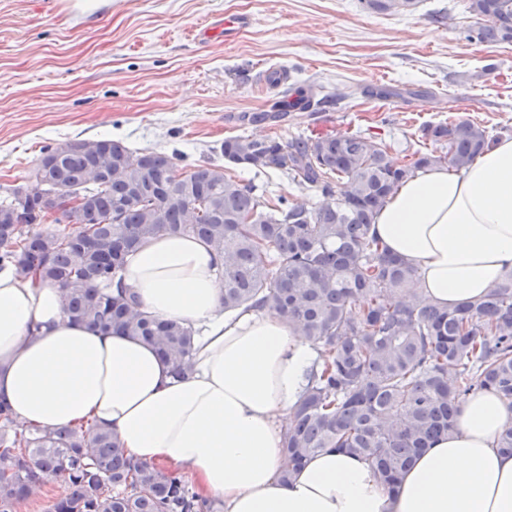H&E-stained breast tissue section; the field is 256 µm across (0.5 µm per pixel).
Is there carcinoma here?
<instances>
[{
  "instance_id": "1",
  "label": "carcinoma",
  "mask_w": 512,
  "mask_h": 512,
  "mask_svg": "<svg viewBox=\"0 0 512 512\" xmlns=\"http://www.w3.org/2000/svg\"><path fill=\"white\" fill-rule=\"evenodd\" d=\"M374 12L409 11L415 0H364ZM478 19L467 38L512 43V0H469ZM284 103L254 117L277 122ZM439 146L405 162L354 133L224 139L236 166L300 177L321 190L316 209L269 207L225 173L198 164L182 173L176 157L133 153L120 140L73 141L43 149L36 191L0 199V268L59 286L74 322L113 329L152 345L176 376L192 365V327L141 310L137 297L112 293L127 256L160 234L197 237L224 257V310L267 309L317 353L307 387L283 434L281 480L313 455L348 451L389 489L416 457L451 431L466 397L494 391L512 404V270L479 300L442 307L418 294L419 271L370 234L377 213L419 171L460 172L491 144L469 120L426 125ZM60 195L52 217L45 196ZM85 199L78 207L68 201ZM42 224L60 228L42 230ZM63 487L52 512H206L178 473L125 454L118 437L84 426L44 430L15 425L0 400V512L47 480Z\"/></svg>"
}]
</instances>
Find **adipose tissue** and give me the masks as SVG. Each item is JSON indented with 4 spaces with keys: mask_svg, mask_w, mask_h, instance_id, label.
I'll list each match as a JSON object with an SVG mask.
<instances>
[{
    "mask_svg": "<svg viewBox=\"0 0 512 512\" xmlns=\"http://www.w3.org/2000/svg\"><path fill=\"white\" fill-rule=\"evenodd\" d=\"M372 233L418 267L422 296L453 307L512 269V139L460 173L408 179ZM222 259L198 238L163 234L128 256L122 281L143 311L197 331L192 368L173 377L150 344L71 322L60 290L0 270V399L41 429L83 421L138 461L188 473L223 512H512V455L497 448L512 406L468 396L395 490L333 450L281 482L283 425L316 357L271 311H225Z\"/></svg>",
    "mask_w": 512,
    "mask_h": 512,
    "instance_id": "ef3b65f1",
    "label": "adipose tissue"
}]
</instances>
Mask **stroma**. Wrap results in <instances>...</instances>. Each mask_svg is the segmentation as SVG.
Masks as SVG:
<instances>
[{
	"mask_svg": "<svg viewBox=\"0 0 512 512\" xmlns=\"http://www.w3.org/2000/svg\"><path fill=\"white\" fill-rule=\"evenodd\" d=\"M467 4L378 13L360 0H112L111 13L75 14L56 0H0V195L33 182L43 147L73 140L118 139L184 170L223 164L221 144L239 134L347 131L401 156L432 151L427 124L469 120L512 137V45L467 40ZM220 15L251 23L199 43L196 30ZM282 69L313 106L275 126L246 122L279 99L268 76ZM233 175L271 202L323 201L289 175Z\"/></svg>",
	"mask_w": 512,
	"mask_h": 512,
	"instance_id": "1",
	"label": "stroma"
}]
</instances>
